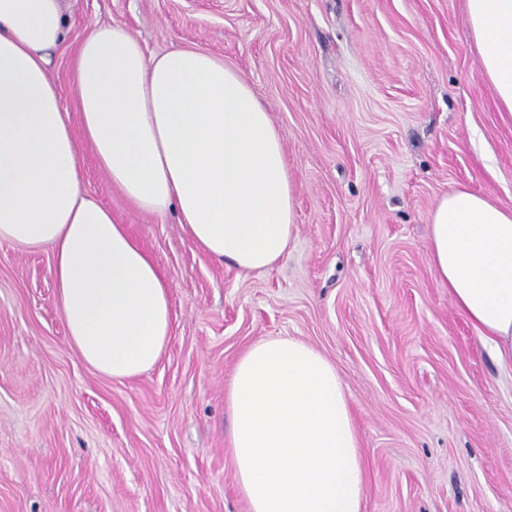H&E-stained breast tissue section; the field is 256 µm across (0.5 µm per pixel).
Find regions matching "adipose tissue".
Segmentation results:
<instances>
[{
	"mask_svg": "<svg viewBox=\"0 0 512 512\" xmlns=\"http://www.w3.org/2000/svg\"><path fill=\"white\" fill-rule=\"evenodd\" d=\"M482 68L512 114V0H465ZM70 26L66 0H0V240L52 249L71 347L97 372L139 376L172 315L153 260L82 187L78 143L143 213L175 210L212 258L262 271L295 239L281 136L246 78L210 54L146 55L119 24L74 61L80 133L49 79ZM428 253L454 306L512 363V209L458 187L429 216ZM230 452L249 512H361L364 463L333 364L293 337L253 343L228 388Z\"/></svg>",
	"mask_w": 512,
	"mask_h": 512,
	"instance_id": "1",
	"label": "adipose tissue"
}]
</instances>
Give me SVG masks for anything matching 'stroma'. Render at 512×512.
Returning a JSON list of instances; mask_svg holds the SVG:
<instances>
[{
	"instance_id": "1",
	"label": "stroma",
	"mask_w": 512,
	"mask_h": 512,
	"mask_svg": "<svg viewBox=\"0 0 512 512\" xmlns=\"http://www.w3.org/2000/svg\"><path fill=\"white\" fill-rule=\"evenodd\" d=\"M49 72L79 129L80 37L118 23L151 54L241 72L280 132L298 233L263 272L224 265L174 212L139 213L88 148L87 192L170 291L158 362L117 380L71 348L49 248L0 241V512H248L224 394L251 344L335 366L366 461L362 512H512V369L429 261L430 210L468 187L512 208V118L464 0H68Z\"/></svg>"
}]
</instances>
